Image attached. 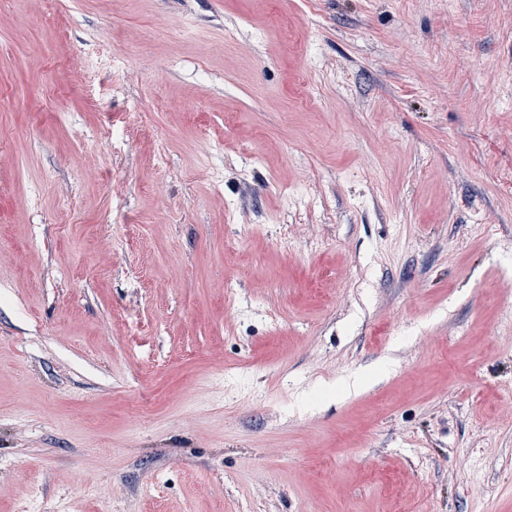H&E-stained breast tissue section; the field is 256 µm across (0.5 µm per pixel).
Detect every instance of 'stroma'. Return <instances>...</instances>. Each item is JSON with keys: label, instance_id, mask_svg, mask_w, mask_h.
I'll return each mask as SVG.
<instances>
[{"label": "stroma", "instance_id": "stroma-1", "mask_svg": "<svg viewBox=\"0 0 512 512\" xmlns=\"http://www.w3.org/2000/svg\"><path fill=\"white\" fill-rule=\"evenodd\" d=\"M509 280L512 0H0V512H512Z\"/></svg>", "mask_w": 512, "mask_h": 512}]
</instances>
